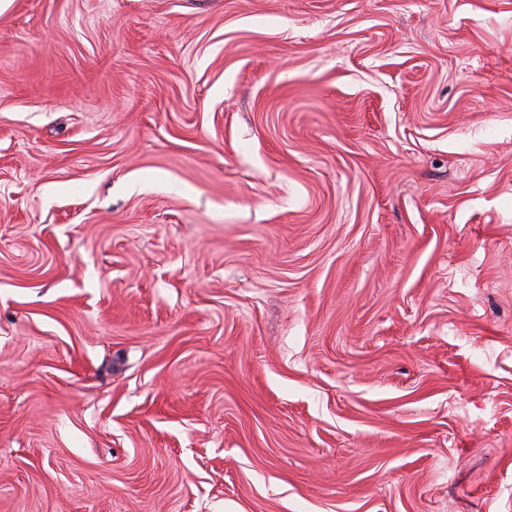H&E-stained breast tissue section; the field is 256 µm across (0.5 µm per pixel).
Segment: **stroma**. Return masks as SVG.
Returning a JSON list of instances; mask_svg holds the SVG:
<instances>
[{"label":"stroma","instance_id":"35a3bbf8","mask_svg":"<svg viewBox=\"0 0 512 512\" xmlns=\"http://www.w3.org/2000/svg\"><path fill=\"white\" fill-rule=\"evenodd\" d=\"M0 512H512V0H13Z\"/></svg>","mask_w":512,"mask_h":512}]
</instances>
